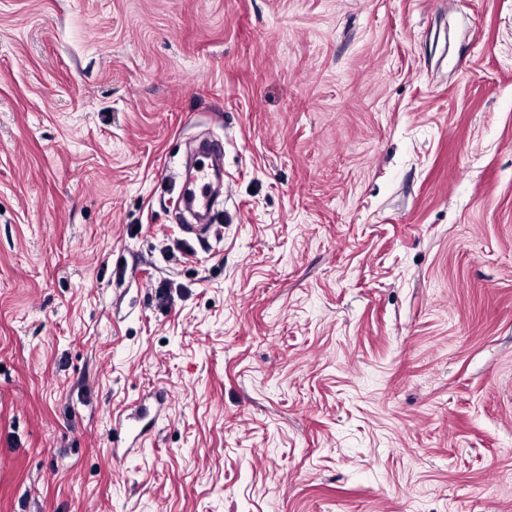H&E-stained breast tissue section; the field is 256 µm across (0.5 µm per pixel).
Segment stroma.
Returning a JSON list of instances; mask_svg holds the SVG:
<instances>
[{
    "instance_id": "obj_1",
    "label": "stroma",
    "mask_w": 512,
    "mask_h": 512,
    "mask_svg": "<svg viewBox=\"0 0 512 512\" xmlns=\"http://www.w3.org/2000/svg\"><path fill=\"white\" fill-rule=\"evenodd\" d=\"M0 512H512V0H0ZM202 171L198 177L187 185H185L184 194L188 196L191 205L196 204L200 208H204L208 201L209 187L206 180V173L204 172V166H201ZM199 182L202 184L200 185Z\"/></svg>"
}]
</instances>
